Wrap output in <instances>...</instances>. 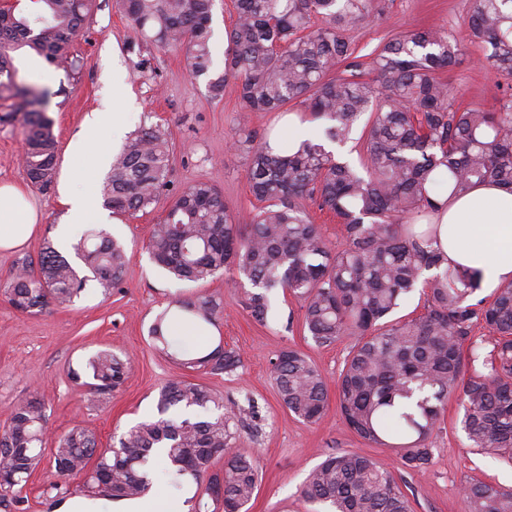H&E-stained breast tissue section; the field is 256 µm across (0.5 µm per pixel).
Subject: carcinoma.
<instances>
[{"instance_id":"1","label":"carcinoma","mask_w":512,"mask_h":512,"mask_svg":"<svg viewBox=\"0 0 512 512\" xmlns=\"http://www.w3.org/2000/svg\"><path fill=\"white\" fill-rule=\"evenodd\" d=\"M0 11V100L13 101L4 121L20 119L23 165L40 189L56 176L53 121L43 93L16 82L13 53L25 49L54 68H74V43L96 0H32ZM214 0H115L141 40L182 49L191 73L207 76L213 97L235 81L247 112L300 105L324 122L323 136L298 148L254 143L246 116L232 147H246V177L262 203L244 224L227 213L224 196L197 181L175 196L154 225L148 251L174 278L200 282L226 271L246 278L243 307L264 322L270 296L280 290L302 304L304 329L320 347L349 336L354 344L336 392L342 416L363 440L392 449L408 472L423 473L434 457L433 437L454 396L463 410L468 447L512 464V282L491 300L477 297L476 272L447 263L440 240L412 220L434 214L440 198L466 195L493 182L512 192V99L497 110L455 105L441 77L464 55L463 40L441 29L401 33L372 51L371 79L348 33L374 17V0H235L227 31L224 70L211 74ZM468 28L484 61L512 77V0H473ZM365 122L358 162L327 150L345 146ZM172 152L166 130L151 124L131 134L101 186L115 214L145 212L167 190ZM310 200L343 224L333 247L303 205ZM92 276L52 245L0 285L25 313L68 305L96 280L117 285L126 252L103 229L74 246ZM422 288L425 312L391 320L407 295ZM224 306L209 294L178 298L149 330L153 347L186 372L233 374L241 355L217 344L203 350L174 334L181 323L200 332L214 326ZM483 321L491 336L471 339ZM468 348H463V344ZM279 400L296 418L313 423L329 401L326 378L305 354L281 349L271 361ZM127 359L104 349L91 356L82 381L93 396L125 383ZM242 420L224 410V396L186 377L163 385L157 416L136 423L99 447L96 435L70 428L50 449L56 498L136 499L159 483L189 512H248L259 483V461L235 451ZM44 402L29 395L13 405L0 432V508L27 512L23 496L45 454ZM224 465L217 469V457ZM165 467L156 468V459ZM79 478L76 489L70 479ZM302 496L326 512H411L394 476L371 457L331 453L307 474ZM468 512H512V490L478 479L464 484Z\"/></svg>"}]
</instances>
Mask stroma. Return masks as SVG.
Returning a JSON list of instances; mask_svg holds the SVG:
<instances>
[{
	"mask_svg": "<svg viewBox=\"0 0 512 512\" xmlns=\"http://www.w3.org/2000/svg\"><path fill=\"white\" fill-rule=\"evenodd\" d=\"M382 12L368 26L351 31L353 44L371 64L372 50L380 43L411 30L437 28L456 37L468 34L471 0H375ZM76 70L55 69L24 51L14 54L17 82L48 94L47 113L54 121L59 147H66L85 115L100 108L109 91L113 57H120L136 98L132 129L155 123L168 126L172 163L169 186L149 212L118 216L107 232L124 246L128 258L118 287L104 293L88 282L69 306H49L31 315L14 309L0 294V428L9 422L13 404L37 394L43 397L47 438L56 439L73 426L95 432L101 447L114 435L152 416L160 388L179 376L178 367L154 350L148 330L155 317L176 297L207 293L221 298L224 317L217 328L203 335L201 345L217 343L236 349L242 366L233 375H208L204 381L224 397L243 401L252 396L255 435H244L240 453L259 458L262 479L249 512H317L305 501L300 487L308 471L327 454L355 451L374 457L403 485L413 512H467L463 484L477 478L512 489V465L472 451L461 428L463 410L449 399L439 430L434 435L433 462L425 474L406 472L395 453L361 440L348 426L336 404L310 424L295 418L279 403L271 379L275 352L291 347L307 353L329 385H336L352 341L344 337L328 347L314 344L303 328L300 303L282 292L271 297L266 322H256L241 299L246 279L226 273L206 282L178 281L152 262L146 244L154 224L162 221L174 197L197 180L209 181L224 194L229 214L246 221L257 206L246 180L245 154L231 151L241 114L235 82H227L222 97H213L206 77H194L183 51L161 49L137 39L129 20L113 0H97L83 33L74 44ZM462 106L497 108L512 82L481 60L477 44L444 74ZM22 131L19 122L0 123V183L26 186L40 213L38 234L24 247L0 251V282L28 257H36L48 242H57L63 207L57 187H31L21 163ZM109 349L131 359L122 389L91 402L87 389L74 379L96 351ZM50 460H43L23 490L28 512H69L76 497L52 504L46 487L54 481Z\"/></svg>",
	"mask_w": 512,
	"mask_h": 512,
	"instance_id": "stroma-1",
	"label": "stroma"
}]
</instances>
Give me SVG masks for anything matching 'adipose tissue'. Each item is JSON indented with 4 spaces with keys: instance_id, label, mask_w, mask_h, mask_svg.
<instances>
[{
    "instance_id": "ef3b65f1",
    "label": "adipose tissue",
    "mask_w": 512,
    "mask_h": 512,
    "mask_svg": "<svg viewBox=\"0 0 512 512\" xmlns=\"http://www.w3.org/2000/svg\"><path fill=\"white\" fill-rule=\"evenodd\" d=\"M124 67L112 68V95L102 108L85 116L65 152L58 192L64 207L62 223L100 224L104 216L94 190L81 186L79 161L93 155L97 165L110 161L109 140L127 122L134 98L126 84ZM39 215L26 191L13 183L0 184V250L27 243L38 228ZM443 250L450 264L479 273L481 292H494L512 281V193L484 183L467 195L449 200L433 215Z\"/></svg>"
}]
</instances>
